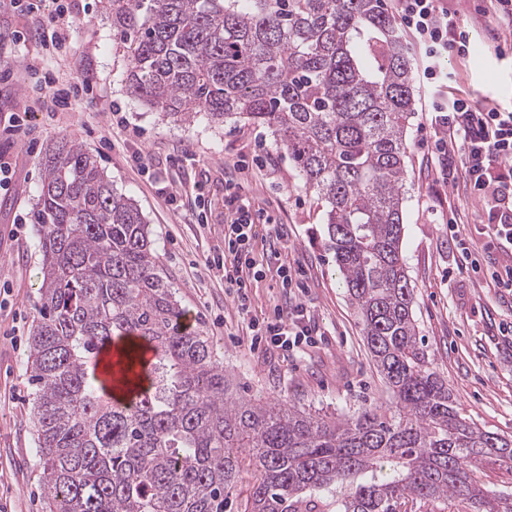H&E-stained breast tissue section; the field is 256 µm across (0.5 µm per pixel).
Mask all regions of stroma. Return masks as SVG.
Returning a JSON list of instances; mask_svg holds the SVG:
<instances>
[{
    "mask_svg": "<svg viewBox=\"0 0 512 512\" xmlns=\"http://www.w3.org/2000/svg\"><path fill=\"white\" fill-rule=\"evenodd\" d=\"M66 49L64 71L92 79L93 90L68 112L29 113L15 143L0 141V161L11 168L8 193H0V505L12 512H46L32 397L26 369L31 328L43 281L41 245L32 214L42 160L62 141L97 158L114 189L134 200L151 230L164 275L194 325L209 336L238 393L285 400L306 410L353 414L388 405L389 395L364 343L354 307L332 253L325 226L287 155L270 131L251 124H190L161 120L130 96V68L112 17L101 0H89ZM474 47L454 55L448 91L499 110H512V46L494 54V21H472ZM34 42L0 56V123L20 112L43 72L27 69ZM416 112L409 130L410 162L403 253L415 285L419 334L432 368L443 377L466 418L485 431L512 437V294L486 273L457 270L458 249L436 212L458 215L460 231L482 244L481 205L464 185L433 180L432 146ZM288 227L283 262L298 268L297 301L324 336L315 346L286 356L251 348L245 323L224 294L221 274L207 270L205 254L224 248V182Z\"/></svg>",
    "mask_w": 512,
    "mask_h": 512,
    "instance_id": "1",
    "label": "stroma"
}]
</instances>
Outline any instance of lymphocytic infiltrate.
<instances>
[{
	"label": "lymphocytic infiltrate",
	"instance_id": "obj_1",
	"mask_svg": "<svg viewBox=\"0 0 512 512\" xmlns=\"http://www.w3.org/2000/svg\"><path fill=\"white\" fill-rule=\"evenodd\" d=\"M392 9L399 36L407 39L420 58L421 80L428 92L426 121L434 142L430 153L434 181L452 186L458 178H465L471 195L483 203L485 235L490 242L507 248L501 261L495 263L491 278L497 287L511 289L512 112L448 92V58L467 54L472 38L464 12L450 6L448 0H392ZM74 21L70 5H58L48 24L24 33L0 34V48L34 40L40 51L27 66L37 69L59 58L71 40ZM86 88V82H75L60 71H52L44 95L25 98L23 110L67 111ZM224 208V250L205 256L204 264L222 271L225 295L232 299L239 316L249 320L251 345L285 355L315 344L321 330L303 304L277 310L274 317L260 322L249 319L253 280L270 273L289 290L296 275L291 266L282 263L259 266L253 256V242L261 215L234 183L224 185Z\"/></svg>",
	"mask_w": 512,
	"mask_h": 512
}]
</instances>
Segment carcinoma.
Masks as SVG:
<instances>
[{"mask_svg": "<svg viewBox=\"0 0 512 512\" xmlns=\"http://www.w3.org/2000/svg\"><path fill=\"white\" fill-rule=\"evenodd\" d=\"M128 89L176 123L271 131L321 207L396 409L316 414L233 395L162 275L137 205L73 142L45 154L34 223L43 285L27 370L49 512H396L452 498L512 512L476 473L512 439L455 408L430 367L403 255L413 58L383 0H105ZM127 340L116 389L100 348ZM157 357L136 370L134 347ZM148 379L138 389L141 377ZM247 494H236L243 475Z\"/></svg>", "mask_w": 512, "mask_h": 512, "instance_id": "obj_1", "label": "carcinoma"}]
</instances>
